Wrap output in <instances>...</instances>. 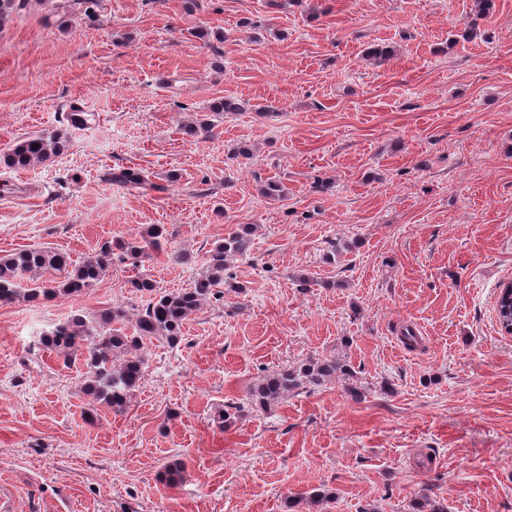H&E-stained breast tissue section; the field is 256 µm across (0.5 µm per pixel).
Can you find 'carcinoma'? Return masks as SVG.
I'll use <instances>...</instances> for the list:
<instances>
[{"instance_id":"obj_1","label":"carcinoma","mask_w":512,"mask_h":512,"mask_svg":"<svg viewBox=\"0 0 512 512\" xmlns=\"http://www.w3.org/2000/svg\"><path fill=\"white\" fill-rule=\"evenodd\" d=\"M66 143L65 133L60 130L28 136L14 142L0 156V162L10 169L42 165L58 157ZM112 179L132 187L146 184L145 175L132 168L112 175ZM253 232L252 225L239 224L214 243L206 255L204 270L189 288L162 292L145 276L132 279V288L150 296L136 314L132 333L119 327L127 317L126 311L111 307L91 317L73 314L43 332L41 345L82 360L84 391L98 404L115 411L124 409L144 379L143 345L155 340L175 344L181 338L186 319L206 302L220 299L227 261L247 253ZM166 241L165 225L148 224L140 239L115 243L106 240L80 260L72 259L66 252L41 249L1 256L0 304L77 296L100 281L113 264L127 263L137 268L148 256V250L159 249ZM48 270L57 273L56 278H43ZM338 373L352 375L347 364L334 358L311 359L296 367L282 368L265 375L250 388L248 404L266 410L288 394L320 386Z\"/></svg>"}]
</instances>
